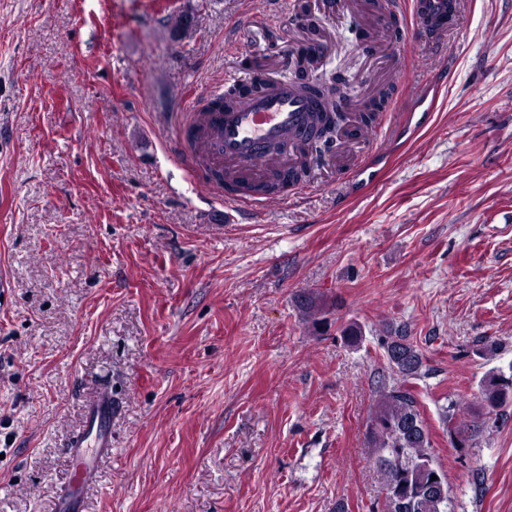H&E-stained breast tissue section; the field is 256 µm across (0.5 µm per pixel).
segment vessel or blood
I'll return each mask as SVG.
<instances>
[{
    "instance_id": "vessel-or-blood-1",
    "label": "vessel or blood",
    "mask_w": 512,
    "mask_h": 512,
    "mask_svg": "<svg viewBox=\"0 0 512 512\" xmlns=\"http://www.w3.org/2000/svg\"><path fill=\"white\" fill-rule=\"evenodd\" d=\"M462 0H410L412 32L430 43H445L457 28ZM322 99L310 89L290 81L270 82L267 89L243 97L232 109L203 115L204 125L215 139L209 154L224 167V181L210 184L212 194L225 207L248 210L264 205L266 196H241L228 186L242 176L255 182L288 168L312 135V115L322 111ZM115 405L108 388L102 387L84 410L82 430L68 441L72 462L65 488L55 502L56 512H86L85 494L96 481L98 461L112 454V432L107 426Z\"/></svg>"
}]
</instances>
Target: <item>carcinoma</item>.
Wrapping results in <instances>:
<instances>
[{
    "mask_svg": "<svg viewBox=\"0 0 512 512\" xmlns=\"http://www.w3.org/2000/svg\"><path fill=\"white\" fill-rule=\"evenodd\" d=\"M239 86L232 85L224 93L210 100L207 107L224 108L233 104ZM297 307L301 319L315 329L326 323L324 314L328 308L323 295L313 291H302L297 295ZM341 336L350 346L360 344L364 337L357 323L346 325ZM400 348L404 362L388 359L389 366L399 382L382 390L374 404L367 423L368 448L380 473L384 491L382 512H449L451 490L444 479L442 469L431 452L432 444L428 425L420 411L417 396L409 386V380L420 376L423 354L405 329H391L385 336L382 347L389 350ZM482 411L494 416L493 423L504 422L512 417L508 407L512 406V375L492 373L482 383L479 391ZM486 421H458L450 429L455 448L473 446L475 437ZM437 479H431V476Z\"/></svg>",
    "mask_w": 512,
    "mask_h": 512,
    "instance_id": "cac0c4a2",
    "label": "carcinoma"
}]
</instances>
